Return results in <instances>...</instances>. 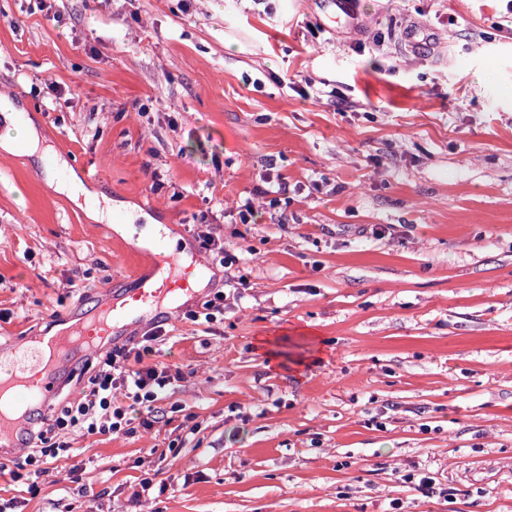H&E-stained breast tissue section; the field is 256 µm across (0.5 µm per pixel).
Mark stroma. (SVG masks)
<instances>
[{
  "mask_svg": "<svg viewBox=\"0 0 512 512\" xmlns=\"http://www.w3.org/2000/svg\"><path fill=\"white\" fill-rule=\"evenodd\" d=\"M50 2L0 0V96L90 193L179 244L208 213L248 284L220 269L216 322L164 321L152 360L182 380L152 427L70 435L35 496L5 449L16 512H512L507 0H355L345 24L320 0ZM411 24L432 41L405 45ZM154 263L0 150L6 349ZM147 473L167 491L145 502Z\"/></svg>",
  "mask_w": 512,
  "mask_h": 512,
  "instance_id": "35a3bbf8",
  "label": "stroma"
}]
</instances>
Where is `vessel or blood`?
<instances>
[{
    "instance_id": "b4317fda",
    "label": "vessel or blood",
    "mask_w": 512,
    "mask_h": 512,
    "mask_svg": "<svg viewBox=\"0 0 512 512\" xmlns=\"http://www.w3.org/2000/svg\"><path fill=\"white\" fill-rule=\"evenodd\" d=\"M199 296L180 258L167 255L152 275L136 278L133 287L108 304L79 315L59 313L60 330L40 339L41 367L0 377V440H9L15 448L30 445L31 433L19 430L13 412L21 408L35 416L48 409L59 392L57 367L77 369L118 343L129 328L146 322L158 308L173 316Z\"/></svg>"
}]
</instances>
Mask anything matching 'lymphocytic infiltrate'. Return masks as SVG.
<instances>
[{
	"label": "lymphocytic infiltrate",
	"instance_id": "f902f5d3",
	"mask_svg": "<svg viewBox=\"0 0 512 512\" xmlns=\"http://www.w3.org/2000/svg\"><path fill=\"white\" fill-rule=\"evenodd\" d=\"M166 331L155 326L143 334L136 346L115 347L100 356L85 391L74 400L51 410L46 429L36 431L37 448L18 463L13 480H20L27 466L41 458H58L70 449L64 434L119 436L133 433L134 420L130 415L134 408L154 412L158 401L178 382L159 364L148 363L156 343L164 341Z\"/></svg>",
	"mask_w": 512,
	"mask_h": 512
}]
</instances>
